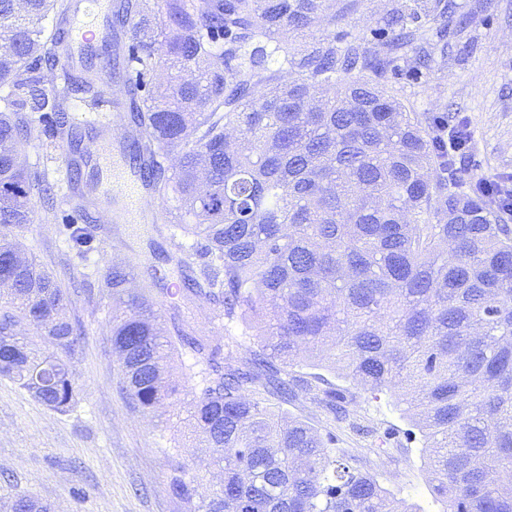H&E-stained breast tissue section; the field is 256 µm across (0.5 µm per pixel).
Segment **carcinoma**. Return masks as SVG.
<instances>
[{
	"mask_svg": "<svg viewBox=\"0 0 512 512\" xmlns=\"http://www.w3.org/2000/svg\"><path fill=\"white\" fill-rule=\"evenodd\" d=\"M163 36L143 0H117L113 68L131 65L117 108L131 113L133 161L155 195L177 205L173 227L201 259L190 292L229 321L260 329L245 363L222 364L228 344L183 330L165 336L152 304L131 288L134 270L115 264L103 287L123 307L112 345L123 383L144 409L180 401L163 381L167 360L187 347L202 365L188 420L212 456L193 473L173 469L171 496L186 512H413L375 474L351 465L308 422L284 420L253 397L264 385L286 400L300 389L336 420L374 437L387 454L391 433L365 429L334 388L281 377L303 348L329 345L346 382L374 395L402 390L398 403L417 418L426 466L442 512H512V194L503 197L448 181L441 133L379 79L412 59L433 61L421 15L401 8L383 18L387 53L321 41L296 53L286 35H314L332 0H165ZM68 0H0V376L49 408L68 411L77 393L70 369L80 340L62 318L68 297L8 228L33 223L34 199H51L32 176L24 145L30 112H50L51 138L70 145L69 183L88 182L90 150L72 133L71 95L93 102L103 78L76 61L65 37H45L51 12L67 24ZM51 47H46V44ZM281 57L299 78L283 82L268 59ZM65 73L48 95L39 65ZM160 68L165 87L150 88ZM370 72L374 78L353 76ZM178 148L176 164L166 165ZM97 226L71 231L77 248ZM24 323L60 347L41 356L17 337ZM223 479L202 495L213 467ZM9 512H52L26 491L9 494Z\"/></svg>",
	"mask_w": 512,
	"mask_h": 512,
	"instance_id": "obj_1",
	"label": "carcinoma"
}]
</instances>
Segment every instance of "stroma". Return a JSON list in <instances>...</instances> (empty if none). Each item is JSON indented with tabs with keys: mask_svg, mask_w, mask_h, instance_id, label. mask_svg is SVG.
<instances>
[{
	"mask_svg": "<svg viewBox=\"0 0 512 512\" xmlns=\"http://www.w3.org/2000/svg\"><path fill=\"white\" fill-rule=\"evenodd\" d=\"M399 3L418 10L434 0H336L335 21L322 23L316 35L340 49L352 42L379 49L375 31ZM455 4L457 18L448 24L445 61L421 74L400 65L384 85L412 110L428 113L438 123L451 116L468 121L472 139L465 159L456 166L457 181L511 175L512 0ZM69 117L85 137L92 121L113 129L130 121L129 113L102 111L78 95L70 100ZM33 120L40 135L27 147L28 163L55 182L56 196L52 205L36 203L33 223L14 227L12 233L69 292L66 318L82 335L81 351L71 364L79 400L60 413L0 377V483L34 493L53 512H183L168 493V477L178 466L194 471L208 450L189 425L185 406L149 413L128 395L112 347V296L101 282L112 265L132 266L137 274L134 286L157 308L165 334L183 327L198 336H235L228 360L235 367L256 349L255 331L242 321L227 322L207 302L186 300L184 277L196 261H175L168 202L154 199L153 215L139 224L107 222L110 205L100 203L93 213L100 227L96 240L87 252L74 249L66 227L80 223L81 217L70 202L68 150L44 136L50 116L37 112ZM288 371L320 373L338 391L353 396L361 424L391 431L388 453L374 457L372 438L337 423L304 394L287 401L267 395L270 407L283 416L307 420L320 433L335 434L337 447L350 450L358 460L375 461L380 482L415 512H439L422 437L394 393L374 397L353 389L326 360L304 353Z\"/></svg>",
	"mask_w": 512,
	"mask_h": 512,
	"instance_id": "obj_1",
	"label": "stroma"
}]
</instances>
